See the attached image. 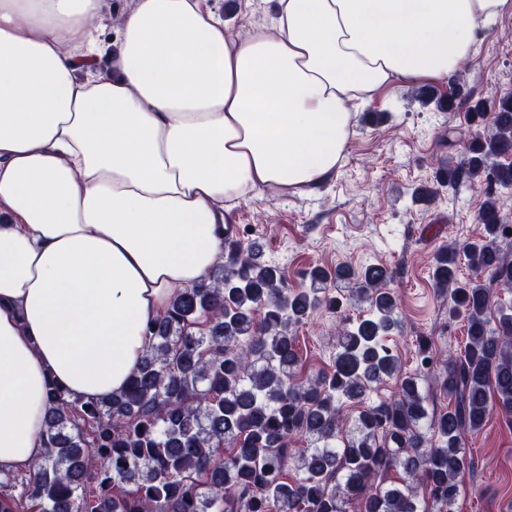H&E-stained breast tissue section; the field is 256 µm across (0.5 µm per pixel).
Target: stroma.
Segmentation results:
<instances>
[{"label":"stroma","instance_id":"stroma-1","mask_svg":"<svg viewBox=\"0 0 512 512\" xmlns=\"http://www.w3.org/2000/svg\"><path fill=\"white\" fill-rule=\"evenodd\" d=\"M230 35L261 24L274 13L276 0H208ZM473 98L512 92V17L499 20L485 37L476 62L456 72ZM370 113L379 123L358 118L347 160L325 184L306 195L276 191L242 204L234 227L262 242L265 258L281 267L288 285L305 287L303 273L320 265L381 263L392 269L402 329L392 342L403 372H415L417 335L432 336L438 353L466 342L462 322L449 321L448 303L434 290L430 265L434 251L452 240L477 237L480 196L475 188L444 190L430 205L413 203L415 189L433 180L437 162L459 160L449 146L448 130H468L465 110L442 112L421 102L414 86L397 81L380 90ZM304 375L328 368L336 352V317L320 311L295 331ZM471 470L458 478L460 493L452 512H512V424L501 417L463 443Z\"/></svg>","mask_w":512,"mask_h":512}]
</instances>
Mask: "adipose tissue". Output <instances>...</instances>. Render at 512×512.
Masks as SVG:
<instances>
[{
    "mask_svg": "<svg viewBox=\"0 0 512 512\" xmlns=\"http://www.w3.org/2000/svg\"><path fill=\"white\" fill-rule=\"evenodd\" d=\"M0 0V470L44 451L46 389L101 400L206 279L242 203L308 194L360 105L476 60L512 0H277L230 38L207 0ZM107 67H98L101 56Z\"/></svg>",
    "mask_w": 512,
    "mask_h": 512,
    "instance_id": "obj_1",
    "label": "adipose tissue"
}]
</instances>
